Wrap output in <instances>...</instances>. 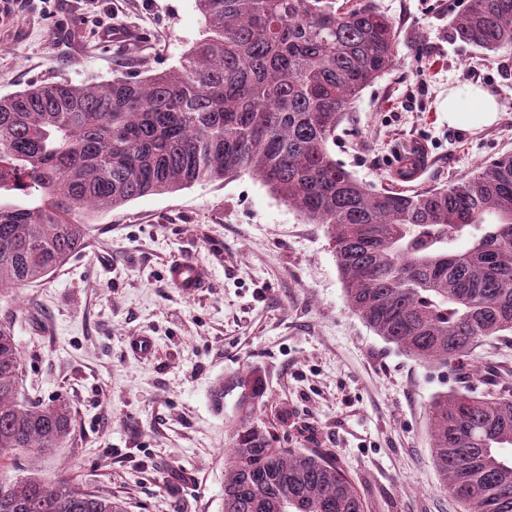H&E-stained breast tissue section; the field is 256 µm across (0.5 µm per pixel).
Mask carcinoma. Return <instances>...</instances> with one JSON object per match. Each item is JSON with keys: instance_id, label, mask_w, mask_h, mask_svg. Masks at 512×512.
<instances>
[{"instance_id": "carcinoma-1", "label": "carcinoma", "mask_w": 512, "mask_h": 512, "mask_svg": "<svg viewBox=\"0 0 512 512\" xmlns=\"http://www.w3.org/2000/svg\"><path fill=\"white\" fill-rule=\"evenodd\" d=\"M208 35L180 66L105 83L33 84L0 96V292L44 279L86 248L78 216L198 180L251 173L310 224H326L349 306L412 357L460 365L512 335V153L444 186L374 190L329 150L345 112L395 61L397 30L373 0H196ZM455 34L512 51V0H467ZM21 353L0 323V512H127L35 461L70 439L72 410L29 402ZM237 393L224 512H365L336 462L282 448L262 415L257 369ZM442 489L463 512H512V395L442 396L429 406Z\"/></svg>"}]
</instances>
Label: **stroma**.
I'll return each mask as SVG.
<instances>
[{"label": "stroma", "mask_w": 512, "mask_h": 512, "mask_svg": "<svg viewBox=\"0 0 512 512\" xmlns=\"http://www.w3.org/2000/svg\"><path fill=\"white\" fill-rule=\"evenodd\" d=\"M466 0H375L398 31L393 67L351 105L330 149L359 181L395 182L400 152L425 143L419 188L448 184L512 153V53L453 33ZM195 0H0V96L178 66L204 35ZM476 85L497 122L448 123V90ZM196 262L188 295L167 267ZM22 356L21 392L71 403V440L42 477H76L128 512H224L235 396L221 379L260 370L267 415L289 447L336 460L366 512H461L434 465L428 406L438 396L512 393V338L479 344L462 367L424 364L349 307L323 224H308L259 178L197 181L91 216L87 247L42 281L0 297ZM152 336L133 355L130 337Z\"/></svg>", "instance_id": "obj_1"}]
</instances>
